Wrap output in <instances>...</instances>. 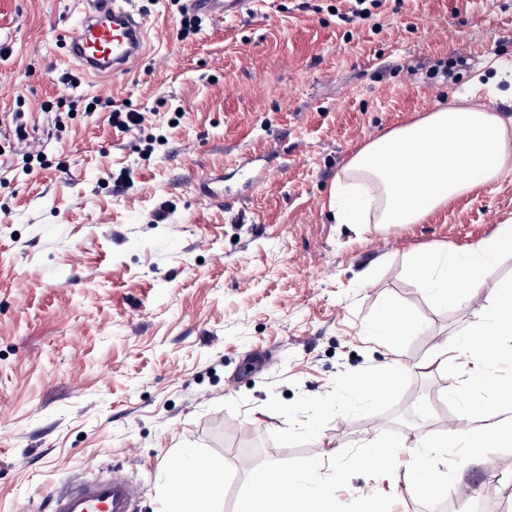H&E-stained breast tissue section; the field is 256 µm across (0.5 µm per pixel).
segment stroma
Here are the masks:
<instances>
[{
	"label": "stroma",
	"instance_id": "obj_1",
	"mask_svg": "<svg viewBox=\"0 0 512 512\" xmlns=\"http://www.w3.org/2000/svg\"><path fill=\"white\" fill-rule=\"evenodd\" d=\"M133 6L152 49L96 84L54 37L81 0H0V512H50L90 465L166 512L187 449L222 467L219 512L256 472L324 449L339 512L360 494L380 512H503L512 446L482 450L448 494L395 495L404 469L354 459L452 424L458 359L413 368L463 317L432 308L409 264L512 223V170L418 224L338 223L332 191L367 142L464 88L512 117V0H379L355 26L345 0H250L185 37L170 0ZM116 109L143 130L118 131ZM37 150L45 167L25 173ZM388 301L415 323L396 340L412 371L377 405L345 400V379L389 356L367 333ZM407 445L404 440L396 439L382 441L373 440L368 448H363L356 456L357 464L364 470L370 472H381L400 464L402 449Z\"/></svg>",
	"mask_w": 512,
	"mask_h": 512
}]
</instances>
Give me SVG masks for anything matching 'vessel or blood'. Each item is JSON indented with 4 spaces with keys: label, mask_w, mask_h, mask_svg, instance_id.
Returning <instances> with one entry per match:
<instances>
[{
    "label": "vessel or blood",
    "mask_w": 512,
    "mask_h": 512,
    "mask_svg": "<svg viewBox=\"0 0 512 512\" xmlns=\"http://www.w3.org/2000/svg\"><path fill=\"white\" fill-rule=\"evenodd\" d=\"M192 9L213 18L237 15L248 0H189ZM69 60L93 82L132 72L143 60L148 26L129 0H90L78 20L59 32ZM137 487L118 475L65 480L51 496L52 512H134Z\"/></svg>",
    "instance_id": "1"
}]
</instances>
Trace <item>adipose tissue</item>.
Listing matches in <instances>:
<instances>
[{
    "instance_id": "ef3b65f1",
    "label": "adipose tissue",
    "mask_w": 512,
    "mask_h": 512,
    "mask_svg": "<svg viewBox=\"0 0 512 512\" xmlns=\"http://www.w3.org/2000/svg\"><path fill=\"white\" fill-rule=\"evenodd\" d=\"M512 169V117L478 105L454 104L375 138L359 149L336 179V217L342 224H418L436 209ZM512 249V224L476 246L457 250L439 246L420 252L410 274L437 307L465 313L464 329L453 342L465 378L448 385L456 406V424L442 435L416 437L406 490L422 487L439 493L454 487L458 467L438 473L434 456L450 448L478 455L497 447L512 421L503 418L505 394L499 367L512 363V283L489 290L488 311L470 315L475 294L503 251ZM398 356L373 373L348 378L345 399L377 401L407 374ZM206 459L194 466L174 465L171 512H202L205 499L220 488L201 485L197 471L212 469ZM321 460L303 471L265 470L240 489L241 512H336V486L321 481Z\"/></svg>"
}]
</instances>
